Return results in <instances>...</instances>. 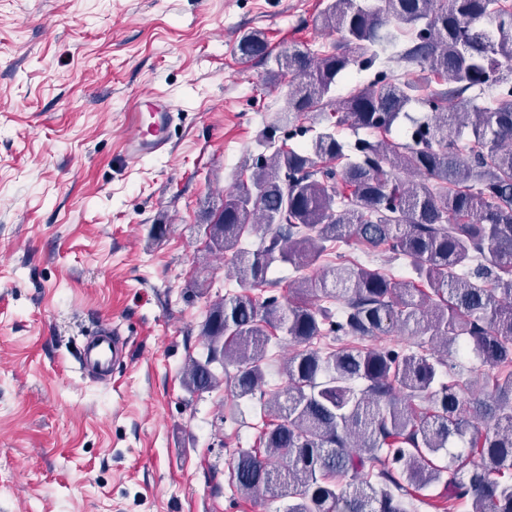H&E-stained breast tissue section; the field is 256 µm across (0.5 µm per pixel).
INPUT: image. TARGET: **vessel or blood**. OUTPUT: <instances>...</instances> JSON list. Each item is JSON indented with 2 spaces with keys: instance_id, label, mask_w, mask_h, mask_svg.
<instances>
[{
  "instance_id": "vessel-or-blood-1",
  "label": "vessel or blood",
  "mask_w": 512,
  "mask_h": 512,
  "mask_svg": "<svg viewBox=\"0 0 512 512\" xmlns=\"http://www.w3.org/2000/svg\"><path fill=\"white\" fill-rule=\"evenodd\" d=\"M175 112L171 100L164 95L148 93L132 106L133 134L126 139V155L130 162L161 156L168 151L167 130ZM126 346L110 324L100 325L84 344L79 367L90 379L110 382L114 366L124 361Z\"/></svg>"
}]
</instances>
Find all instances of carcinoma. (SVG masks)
Returning a JSON list of instances; mask_svg holds the SVG:
<instances>
[{"label": "carcinoma", "instance_id": "obj_1", "mask_svg": "<svg viewBox=\"0 0 512 512\" xmlns=\"http://www.w3.org/2000/svg\"><path fill=\"white\" fill-rule=\"evenodd\" d=\"M315 23L336 35L319 53L274 55L259 30L239 42L287 91L245 157L248 180L206 225V251L231 255L240 291L209 302L206 354L188 359L182 386L210 393L227 377L233 398L258 399L271 421L258 447L236 449L228 483L287 500L283 512H410L432 485L443 512H512V4L329 0ZM399 32L396 75L376 47ZM355 68L373 80L337 96ZM493 89V104H476ZM414 104L427 115L400 129ZM341 126L369 133L351 155ZM352 240L409 261L414 277L345 259L336 246ZM279 264L298 273L291 296L265 297ZM395 329L417 349L362 345ZM277 331L293 349L286 385L267 390ZM429 344L471 351L479 367L461 381Z\"/></svg>", "mask_w": 512, "mask_h": 512}]
</instances>
